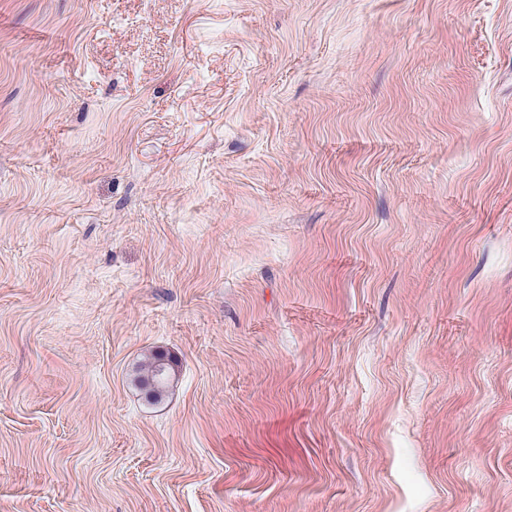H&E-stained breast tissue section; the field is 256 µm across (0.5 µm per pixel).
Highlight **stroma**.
Returning a JSON list of instances; mask_svg holds the SVG:
<instances>
[{
    "label": "stroma",
    "mask_w": 512,
    "mask_h": 512,
    "mask_svg": "<svg viewBox=\"0 0 512 512\" xmlns=\"http://www.w3.org/2000/svg\"><path fill=\"white\" fill-rule=\"evenodd\" d=\"M0 512H512V0H0ZM170 365L161 358L151 362L145 384L150 385L155 393L160 394L167 387L170 377Z\"/></svg>",
    "instance_id": "1"
}]
</instances>
